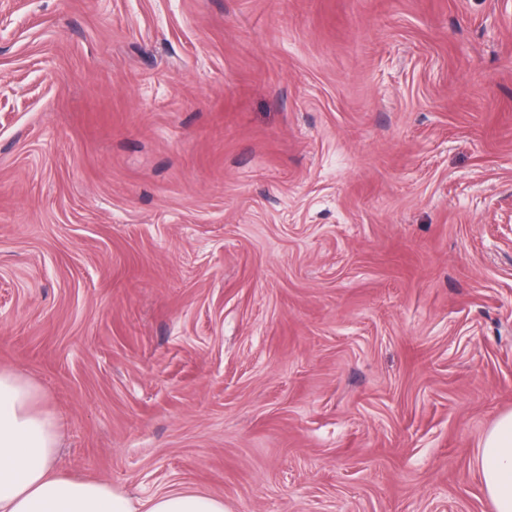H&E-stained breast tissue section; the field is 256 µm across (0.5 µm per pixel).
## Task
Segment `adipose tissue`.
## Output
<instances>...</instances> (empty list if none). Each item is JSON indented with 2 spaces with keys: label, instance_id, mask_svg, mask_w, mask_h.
Listing matches in <instances>:
<instances>
[{
  "label": "adipose tissue",
  "instance_id": "1",
  "mask_svg": "<svg viewBox=\"0 0 512 512\" xmlns=\"http://www.w3.org/2000/svg\"><path fill=\"white\" fill-rule=\"evenodd\" d=\"M43 400L34 383L0 366V512H224L223 499L179 485L138 497L62 473L61 427ZM479 469L494 512H512V412L484 436Z\"/></svg>",
  "mask_w": 512,
  "mask_h": 512
}]
</instances>
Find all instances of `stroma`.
I'll return each instance as SVG.
<instances>
[{
	"label": "stroma",
	"instance_id": "1",
	"mask_svg": "<svg viewBox=\"0 0 512 512\" xmlns=\"http://www.w3.org/2000/svg\"><path fill=\"white\" fill-rule=\"evenodd\" d=\"M1 364L69 475L492 512L512 0H0Z\"/></svg>",
	"mask_w": 512,
	"mask_h": 512
}]
</instances>
